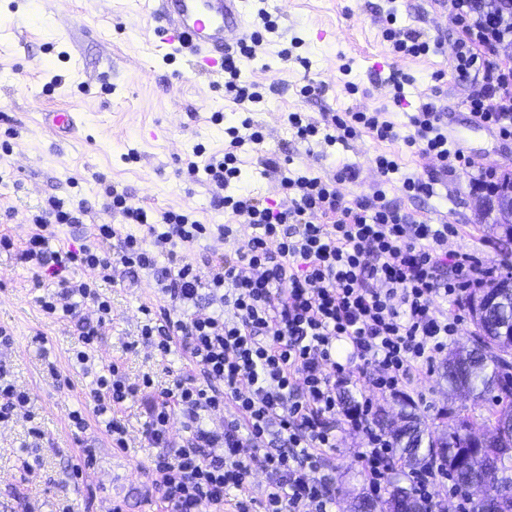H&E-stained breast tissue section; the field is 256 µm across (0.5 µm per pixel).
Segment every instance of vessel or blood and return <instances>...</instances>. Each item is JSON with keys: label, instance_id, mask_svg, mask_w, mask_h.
<instances>
[{"label": "vessel or blood", "instance_id": "obj_1", "mask_svg": "<svg viewBox=\"0 0 512 512\" xmlns=\"http://www.w3.org/2000/svg\"><path fill=\"white\" fill-rule=\"evenodd\" d=\"M150 13L165 40L190 48L193 66L218 73L246 35V0H153Z\"/></svg>", "mask_w": 512, "mask_h": 512}]
</instances>
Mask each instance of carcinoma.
I'll use <instances>...</instances> for the list:
<instances>
[{
	"label": "carcinoma",
	"mask_w": 512,
	"mask_h": 512,
	"mask_svg": "<svg viewBox=\"0 0 512 512\" xmlns=\"http://www.w3.org/2000/svg\"><path fill=\"white\" fill-rule=\"evenodd\" d=\"M488 296L495 302L480 319L472 320L476 328L472 345L450 351L441 374L448 397L465 392L475 401L473 409H448L447 422L435 437L425 434V420L414 407L400 410L399 423L380 420L378 425L403 466L411 472L440 467L462 496L471 495L470 485L484 472H492L494 481L487 485L483 499L474 502L475 512H512V425L500 420L503 412L512 411V274L468 295L469 315ZM477 421L487 428L490 440L472 448L463 431ZM390 487L388 498L380 503L367 495L359 497L354 512H432V505L412 490L397 482Z\"/></svg>",
	"instance_id": "obj_1"
}]
</instances>
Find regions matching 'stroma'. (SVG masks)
Wrapping results in <instances>:
<instances>
[{"label":"stroma","mask_w":512,"mask_h":512,"mask_svg":"<svg viewBox=\"0 0 512 512\" xmlns=\"http://www.w3.org/2000/svg\"><path fill=\"white\" fill-rule=\"evenodd\" d=\"M268 7L282 36L264 44L260 63L245 70L247 79L277 87L254 115L263 127L264 150L287 151L295 164L321 175L353 166L357 179L338 187L347 203L376 188L373 158L381 151L398 154L403 173L420 171L422 160L403 143L384 145L365 136L328 148L300 144L285 121L289 112L317 120L325 112L378 107L388 101L387 78L397 69L413 78L405 101L391 114L401 132H408L412 113L441 88L439 103L457 133L456 145L480 157L482 166L512 173V141L476 124L466 108L469 83L455 70L457 29L433 0H269ZM391 8L405 28L442 39V52L394 58L382 39ZM148 11L146 0H98L93 7L88 0H0V231L24 239L29 211L54 196L87 209L82 223L60 227L58 245L85 242L91 225L119 221L105 207L106 183L155 211L191 209L204 223H232L231 214L213 207L209 186L186 183L179 170L196 145L210 155L222 153L225 127L238 124L243 114L225 100L222 76L197 73L187 49L163 42ZM289 46L310 59L311 69L281 59ZM346 59L351 71L345 75L340 66ZM310 81L320 83L321 91L302 96ZM348 81L358 85L357 94L346 93ZM59 108L73 112L74 125L47 133L41 115ZM216 112L223 113V122H212ZM5 144L10 152H2ZM132 148L138 152L134 161L126 158ZM473 176L470 169L457 171L422 201L406 198L397 180L387 190L405 212L456 225L449 249L493 265L512 262V250L504 249L494 228L499 209L472 191ZM103 291L112 301V323L94 351L96 366L117 364L133 382L147 373L159 387L192 370L183 352L160 357L138 336L141 306L165 305L151 274L141 273L135 287L112 283ZM40 294L32 272L1 254L0 327L10 330L11 340L0 344V363L7 381L29 393L41 435L30 436V423L21 419L0 422V512H27L31 505L37 512H61L66 505L73 512H109L116 503L124 512H165L151 493L147 467L155 451L144 438V399L117 409L128 446L113 456L111 438L88 403L92 377L75 358V328L47 318ZM404 401L434 419L448 408V386L436 373L416 379L404 398L379 400L380 416L397 420ZM75 410L83 412L85 430L73 427ZM84 439L96 446L97 466L77 485L68 473ZM364 446L363 433H340L318 472L336 497L335 512H350L356 497L368 491L360 459Z\"/></svg>","instance_id":"stroma-1"}]
</instances>
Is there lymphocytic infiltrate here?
Returning a JSON list of instances; mask_svg holds the SVG:
<instances>
[{
	"label": "lymphocytic infiltrate",
	"instance_id": "1",
	"mask_svg": "<svg viewBox=\"0 0 512 512\" xmlns=\"http://www.w3.org/2000/svg\"><path fill=\"white\" fill-rule=\"evenodd\" d=\"M448 11L458 30L456 68L478 76L467 109L476 123L511 141L512 58L502 57L500 49L512 42V0H448ZM278 31L266 0H254L248 34L224 61V95L245 116L225 128L223 153L208 156L196 147L181 169L188 181L208 184L213 206L242 218L248 234L229 224L203 223L189 210L154 213L111 185L105 188L109 209L137 225V232L98 224L92 242L57 246L58 228L79 223L82 211L51 197L31 214L35 230L25 241L0 234V251L13 253L32 270L36 287L52 284V292L43 290L40 306L48 316L75 325L84 345L76 359L84 365L91 360L88 346L112 322V304L100 283L134 285L140 272L153 274L169 305L157 311L141 306L140 336L163 357L180 344L198 375L158 389L147 376L129 382L113 364L96 379L90 396L96 413L108 417L114 447L123 448L127 431L111 418L112 409L152 392L145 432L157 450L152 490L169 512H198L203 503L224 512L226 492L244 490L257 469L266 476L260 498L237 500V512H252L256 504L263 512H333L336 497L316 473L342 427L364 433L369 492L381 496L395 455L388 436L369 424L378 400L398 396L416 376L432 374L459 323L445 302H461L500 272L473 253L449 250L454 225L429 224L388 200L383 186L399 173L388 153L374 159L379 189L349 203L336 185L355 180V168L346 165L325 177L293 166L288 156L263 162L265 173L280 176L281 200L267 201L241 188V156L260 152L264 142L252 115L268 97L266 86L246 80L243 72L267 36ZM383 38L398 59L436 49L419 33L398 28L392 11ZM287 123L293 139L307 144H345L366 133L380 142H403L434 163L425 173L403 177L402 189L411 199L433 196L442 177L460 168L475 170L473 187L489 199L501 192L495 169L449 148L447 114L432 98L411 115L406 135L383 109L326 112L317 121L291 112ZM208 237L236 248L194 260L184 256L183 245ZM114 238L118 251L104 249ZM203 290L215 310L191 312ZM87 307L95 321L85 318ZM354 380L365 384L360 402L339 408L337 385ZM228 406L233 413L222 428L208 427L207 417ZM177 415L188 431L179 445L170 438ZM273 431L281 442L266 445ZM246 443L253 451L245 456Z\"/></svg>",
	"mask_w": 512,
	"mask_h": 512
}]
</instances>
